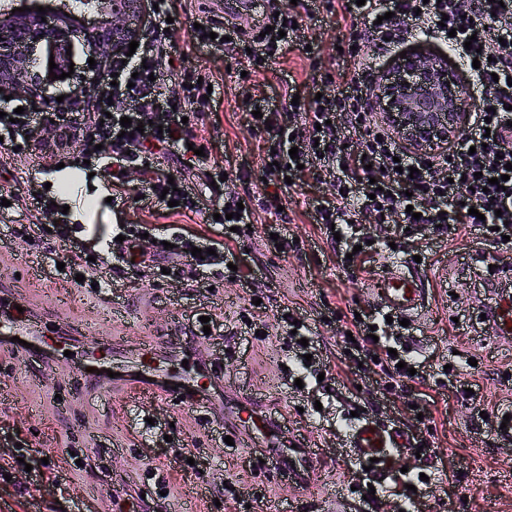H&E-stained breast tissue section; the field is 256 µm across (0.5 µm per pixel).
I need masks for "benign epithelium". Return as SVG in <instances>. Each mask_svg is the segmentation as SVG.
I'll return each instance as SVG.
<instances>
[{"label": "benign epithelium", "instance_id": "obj_1", "mask_svg": "<svg viewBox=\"0 0 512 512\" xmlns=\"http://www.w3.org/2000/svg\"><path fill=\"white\" fill-rule=\"evenodd\" d=\"M93 11L98 24L85 28L78 14ZM43 13L31 8L15 12L9 2L0 4V93L45 103L47 98L36 74L37 51L46 47L55 54L57 68L67 70L69 45L78 41L94 58L112 57L122 62L129 43L143 38L147 22V0H81L77 8L42 21ZM396 73L383 77L371 88L378 121L400 137L406 146L421 154L460 139L469 113L457 78L448 68V59L421 52L395 60ZM111 87L108 73L83 87V97H95Z\"/></svg>", "mask_w": 512, "mask_h": 512}]
</instances>
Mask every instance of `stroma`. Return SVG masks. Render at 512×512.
<instances>
[{
  "mask_svg": "<svg viewBox=\"0 0 512 512\" xmlns=\"http://www.w3.org/2000/svg\"><path fill=\"white\" fill-rule=\"evenodd\" d=\"M171 6L183 40L195 24L224 20L215 0H172ZM307 8L306 41L320 46L332 73L341 72L336 42L347 38V30L336 25L324 0H309ZM231 62L224 48H197L186 58L196 75L216 82L202 107L212 156L249 172L248 179L226 182L217 192L250 200L263 185V142L248 133L241 101L256 91L276 97L283 80L302 72L306 60L297 47L246 79ZM56 110L53 104L37 106L31 135L22 145L0 142V196L9 202L0 209V283L29 312L42 314L48 329L70 322L86 328L98 338V356L113 364L116 376L107 382L110 395L101 396L81 380L75 363L54 357L24 362L12 342L0 343V464L21 454L28 462L12 470L10 480H0V512H149L160 499L177 512L197 490L203 493L198 512H225L222 502L232 492L239 499L236 512H333L340 498L357 512H394V500L385 493L363 500L364 465L349 448L358 412L427 441L435 467L449 474L445 486L416 495L410 512H512V436L500 435V413L476 424L472 400L435 387L433 380L381 383L379 366L370 361L357 366L347 355L338 322L354 311H379L376 288L382 272L399 262L427 288L428 305L407 327L392 326L396 349L408 350L425 366L447 365L452 373L473 376L485 404L512 410V342L499 339L496 324L483 316L499 297L495 285L504 281V268L512 265V244L466 227L418 240L426 265L396 258L384 247L372 273L354 274L338 268L311 218L310 202L322 188L309 179L284 189L280 215H258L238 252L247 281L226 273L210 278L208 287L194 288L170 272L167 257L157 258L150 275L124 274L111 288L81 287L65 274L41 281L35 271L43 253L55 246L54 236L25 239L8 234V227L69 224L84 254L108 266L116 263L106 243L117 224L168 222L185 225L205 244L218 238L205 214L162 217L132 200L118 207L105 204L89 211L84 224H70L46 186L47 177L58 164L75 165L84 155L76 148L53 158L42 151V143L60 134L51 121ZM276 223L294 241L288 252L274 249L267 238L266 225ZM284 308L310 329L319 355L333 367L331 395L295 388L287 371L294 355L276 321ZM205 316L222 323L223 342L204 334ZM148 340L156 352L145 351ZM181 352L220 370L207 400L189 406L130 395L134 364L154 366L159 358ZM360 368L367 376L363 384L354 376ZM235 399L244 407L261 405L281 419V447L318 451L324 466L309 485L254 470L253 449L225 447L217 432L224 426L225 402ZM77 453L102 454L106 474L80 469L73 459ZM46 462L58 471L59 483H43L32 497H19V489L35 480Z\"/></svg>",
  "mask_w": 512,
  "mask_h": 512,
  "instance_id": "obj_1",
  "label": "stroma"
}]
</instances>
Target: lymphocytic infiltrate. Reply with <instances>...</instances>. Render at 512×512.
I'll return each mask as SVG.
<instances>
[{
    "mask_svg": "<svg viewBox=\"0 0 512 512\" xmlns=\"http://www.w3.org/2000/svg\"><path fill=\"white\" fill-rule=\"evenodd\" d=\"M268 2L269 34L211 23L192 31V45L229 46L240 70L263 71L303 38L302 29L283 26L284 21L300 20L296 7L281 0ZM327 10L349 32L341 43L346 71L338 79L324 75L305 87L293 79L286 82L280 93L289 105L291 119L286 123L281 120L283 111L266 98L255 96L245 104L251 113L250 132L265 137L261 162L275 189L306 176L326 185L327 194L313 204L314 221L326 239H337L336 257L344 268L357 264L351 256L354 246L370 253L369 229L385 223L390 226L389 241L401 253L425 234L443 236L460 224L495 227L512 237V179L501 187L494 183L504 177L506 164H512V86L507 83L512 77V0H366L362 6L356 0H327ZM169 14L163 6L154 10L150 36L116 70L110 118L97 113L82 117L55 147L61 150L85 138L104 143L98 163L112 174L114 200H126L124 171L135 167L145 208L164 210L175 200L180 209L193 212L198 203L186 173L171 178L157 164L170 148L196 142V134L182 119L207 93L206 85L197 84L173 101L163 97L153 80L169 61L182 58V46L167 29ZM415 37L439 42L465 63H480L470 75L481 95L457 151L449 156H418L399 146L377 121L368 93L375 60ZM124 116L143 122L142 133L124 135ZM293 148L298 151L294 157L289 154ZM295 159L300 162L296 168L291 165ZM412 166L417 172L411 176L407 170ZM274 191L262 193L255 208L238 207L237 197H226L224 210L239 212L241 223H253L255 210L276 213L281 200ZM57 237L59 246L47 251L45 267L62 263L71 273L84 275L86 283L111 287V269L85 265L67 227H59ZM176 239L173 256L183 260L191 281L200 285L205 269L235 258L239 236L225 233L222 252L197 256L191 253L198 244L196 235L181 232ZM344 328L351 331L358 354L369 359L385 355L391 366L388 379L407 377L409 368L415 367L413 358L402 361L389 354L385 318L366 313L361 319L346 320Z\"/></svg>",
    "mask_w": 512,
    "mask_h": 512,
    "instance_id": "lymphocytic-infiltrate-1",
    "label": "lymphocytic infiltrate"
}]
</instances>
